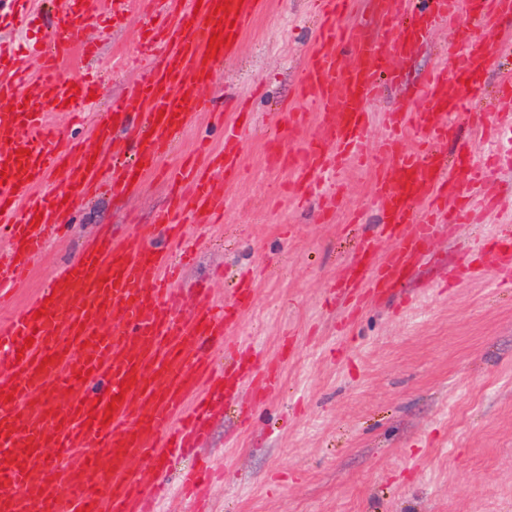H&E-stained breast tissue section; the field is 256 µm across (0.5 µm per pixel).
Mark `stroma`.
Instances as JSON below:
<instances>
[{
	"label": "stroma",
	"mask_w": 512,
	"mask_h": 512,
	"mask_svg": "<svg viewBox=\"0 0 512 512\" xmlns=\"http://www.w3.org/2000/svg\"><path fill=\"white\" fill-rule=\"evenodd\" d=\"M148 0H131L122 24L87 22L97 57L64 64L65 77L101 70L103 85L83 118L48 113L62 138L99 146L107 119L139 77L135 60ZM311 0H269L226 62L210 94L246 104L251 129L243 177H216L224 216L186 223L194 246L179 287L188 300H221L239 274L257 277L254 306L234 333L244 351L276 367L282 387L269 394L242 386L210 423L206 441L165 474L171 488L160 512H195L177 491L180 472L209 457L222 471L208 512H512V283L498 277L490 246L494 227L512 222V167L490 169L476 187L490 197L480 224L445 225L431 253L406 283L405 297L366 302L351 312L345 269L361 238L380 220L373 193L374 148L401 104L443 63L456 39L453 23L436 24L427 43L398 61L402 85L382 87L370 106L363 165L320 178L302 197L296 171L269 163L266 134L288 110L305 113L299 147L320 133L317 106L296 98L315 45ZM495 49L482 94L467 96L459 134L476 150L512 153V114L494 91L512 74V24L479 23ZM220 148L224 128L188 120L173 167L199 140ZM341 203L324 215L326 197ZM171 195L147 178L129 197L104 190L80 203L65 237L49 239L29 278L0 299V322L20 311L55 272L103 234L135 230L153 238Z\"/></svg>",
	"instance_id": "1"
}]
</instances>
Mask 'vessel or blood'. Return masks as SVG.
I'll use <instances>...</instances> for the list:
<instances>
[{
  "label": "vessel or blood",
  "mask_w": 512,
  "mask_h": 512,
  "mask_svg": "<svg viewBox=\"0 0 512 512\" xmlns=\"http://www.w3.org/2000/svg\"><path fill=\"white\" fill-rule=\"evenodd\" d=\"M129 0H61L64 35L41 50L36 76L0 62V227L8 238L9 262L0 265V288L23 279L45 245L44 235L63 232L67 217L83 201L115 155L132 150L112 189L124 196L139 183L163 174L174 189L156 227L163 248L142 234L97 239L79 253L32 300L0 326V512H146L160 496L171 453L196 447L223 398L248 379L268 391L280 387L273 370L242 355L217 372L214 354L233 351L231 337L254 301V281H241L220 304L198 305L180 318L185 298L177 287L173 256L183 248L182 218L202 223L224 209L210 168L225 180L239 179L248 124L224 119V104L209 97L224 61L232 58L266 0H169L165 14L152 15L141 45L151 61L111 119L97 135L104 147L91 154L80 144L60 146L47 124L48 111H78L97 82L65 78L60 67L73 49L96 56L83 41L85 23L120 20ZM322 18L317 44L308 56L298 95L320 111L323 137L288 149L280 133L270 134V163L296 170L311 193L316 177L343 169L360 156L369 106L381 77L399 83L393 59L407 56L430 37L436 19L457 22L458 44L418 91V103L380 141L374 192L381 203V236L396 250L387 262L365 242L362 258L349 270L354 297L395 295L409 268L426 254L439 225L482 206L472 194L491 159L460 148L461 173L446 170L439 145L455 135L448 118L463 106L462 89H479L494 60L491 44L474 23L512 18V0H425L410 23L395 34L350 21L353 0H315ZM222 29L226 42L210 39ZM206 112L224 120V146L207 152L206 163L185 159L163 168L186 120ZM134 125L132 145L116 129ZM422 127L415 146L404 143L406 125ZM57 175L61 184L38 195L34 189ZM188 192H180V185ZM496 249L504 280H512V234ZM139 456L149 478L132 476L128 461ZM208 465L183 472V489L203 500Z\"/></svg>",
  "instance_id": "obj_1"
}]
</instances>
